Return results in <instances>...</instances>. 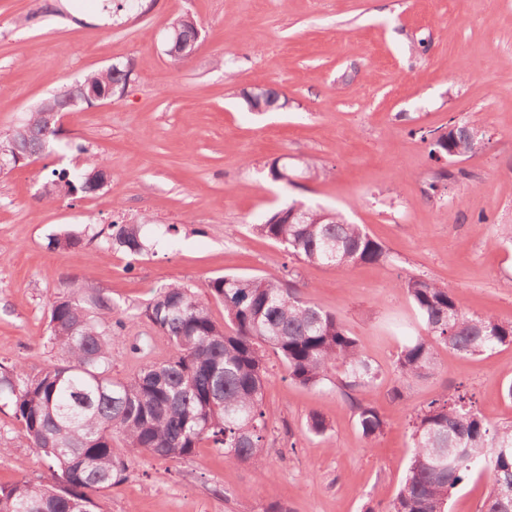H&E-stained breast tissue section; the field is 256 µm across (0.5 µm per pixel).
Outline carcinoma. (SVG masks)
<instances>
[{"label": "carcinoma", "instance_id": "cac0c4a2", "mask_svg": "<svg viewBox=\"0 0 512 512\" xmlns=\"http://www.w3.org/2000/svg\"><path fill=\"white\" fill-rule=\"evenodd\" d=\"M171 25L182 43L194 42L197 22L188 15ZM132 67L116 62L91 72L77 84L39 105L3 146L36 155L53 142L47 110L70 107L109 88L121 94ZM478 123L448 125L432 138L431 156L454 159L474 152ZM52 175L71 193L95 194L102 173ZM303 219L273 212L253 230L308 265L346 272L359 264L386 259L383 246L360 224L337 211L300 204ZM108 244L130 256L145 250L140 224H111ZM206 288L224 303L225 324L180 283L159 287L141 316L165 336L173 354L143 365L131 377L112 375V337L128 328L112 320V300L86 286V299L54 301L49 309L48 341L63 363L31 375L23 366H0V400L14 408L27 445L42 456L49 477L0 486V512H100L93 494L124 479L130 459L143 453L163 459L192 455L205 439L229 459L265 473V357L275 352L288 377L306 387L333 384L357 394L354 409L366 438L379 435L384 419L361 395L381 372L364 355L358 337L342 318L303 300L275 275L244 278L224 275ZM399 288L421 320V333L406 337L395 369L402 384L426 379L435 371V348L465 356L490 355L512 345V323L491 314L465 311L446 285L407 276ZM412 456L396 497L384 509L367 512H448V498L474 470L488 473L491 489L482 512H512V421L491 423L459 388L432 400L412 423Z\"/></svg>", "mask_w": 512, "mask_h": 512}]
</instances>
